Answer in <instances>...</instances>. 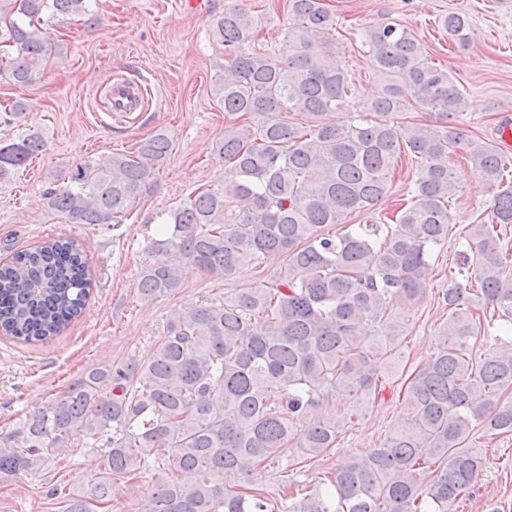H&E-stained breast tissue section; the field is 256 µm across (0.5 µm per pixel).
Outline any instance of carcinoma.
<instances>
[{
  "instance_id": "1",
  "label": "carcinoma",
  "mask_w": 512,
  "mask_h": 512,
  "mask_svg": "<svg viewBox=\"0 0 512 512\" xmlns=\"http://www.w3.org/2000/svg\"><path fill=\"white\" fill-rule=\"evenodd\" d=\"M84 11L85 0H0V72L17 86L32 84L59 54L49 19ZM288 18L281 56L249 51L259 20L246 10L217 19L214 34L232 71L218 89L230 120L218 152L237 179L170 210L162 238L147 244L159 259L140 272L138 288L146 299L177 292L183 261L224 279L260 259L284 256L286 265L267 284L173 314L149 359L90 369L52 407L0 438V478L17 479L75 441L100 436L98 481L74 496L51 489L61 512H95L145 474V512H424L432 504L434 512H452L482 468L467 443L475 428L512 433V401L504 399L512 392V341L477 359L470 352L481 305L501 312L512 333V250L496 232L512 224V186L502 187L512 159L448 123L462 109V90L393 22L364 31L382 77L368 106L374 118L321 122L344 108L350 88L325 38L336 20L321 0H288ZM442 25L451 39L470 41L463 15L450 13ZM420 109L443 124L397 121ZM285 112L306 123L281 119ZM451 144L465 146L480 178L499 187L494 219L465 237L472 274L450 273L442 302L451 315L436 352L404 381L389 436L337 465L325 493L290 485L275 509L257 488L224 485L232 474L255 483L292 446L309 455L333 447L397 374L402 329L388 310L395 300L423 296L432 249L448 238ZM43 148L34 133L0 142V183ZM170 148L159 132L132 156L81 162L65 185L47 189V205L73 224H117L149 192ZM403 154L420 160L418 176L410 204L384 224L376 209ZM353 213L366 223H345ZM330 224L339 232L326 233ZM88 266L72 237L1 262L0 330L26 343L62 333L90 296ZM336 401L341 416L321 412Z\"/></svg>"
}]
</instances>
